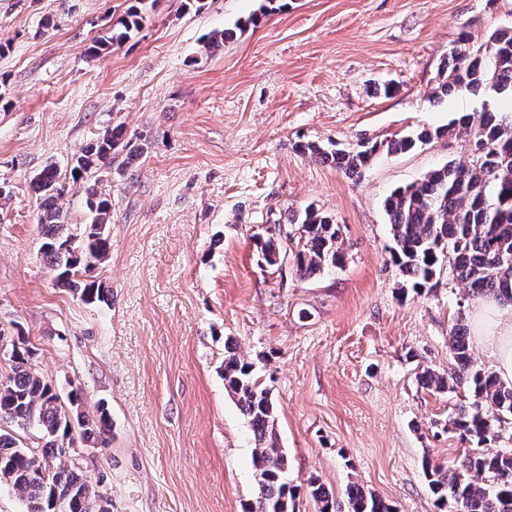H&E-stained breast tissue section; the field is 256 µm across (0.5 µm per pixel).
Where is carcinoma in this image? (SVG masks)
Segmentation results:
<instances>
[{"label": "carcinoma", "mask_w": 512, "mask_h": 512, "mask_svg": "<svg viewBox=\"0 0 512 512\" xmlns=\"http://www.w3.org/2000/svg\"><path fill=\"white\" fill-rule=\"evenodd\" d=\"M156 0H133L109 32L89 47L92 56L120 45L137 32L148 6ZM232 30L210 34L203 53H213L234 38ZM467 89L488 93V106L478 115H463L445 126H423L386 142L392 153L407 152L433 140L468 137V153L431 171L421 180L398 187L385 199L384 209L393 246L390 258L421 295L431 287L443 264L474 298L512 304V119L495 107L512 104V33L497 31L474 45L463 38L438 68L432 98L438 102ZM151 144L143 134L126 135L121 125L108 129L80 148L69 179L84 189L88 222L76 225L58 205L65 190L60 169L50 162L34 175L32 188L39 200L38 224L43 228L42 254L56 271L57 282L86 302L105 301L104 290L86 274L102 265L109 254L110 195L98 190L101 170L123 176ZM377 144L362 141L351 148L327 149L307 143L301 150L329 163L345 177L361 178ZM289 224L294 231L257 242L265 264H277L281 249L290 250L296 270L310 277L344 261L340 227L330 217L307 208ZM452 368L447 373L426 369L422 387L443 393L466 385L473 409L460 408L451 418L459 438L472 445L451 466L431 458L423 461L424 475L439 510L454 512H512V449H497L498 424L512 417V383L480 367L472 357L469 329L458 317L448 333ZM34 355L23 337L11 344L12 373L0 379V486L16 491L25 512H103L101 495L79 467L68 462L75 438L87 444L104 441L111 422L105 408L84 409L82 392L62 397L51 381L31 367ZM224 385L236 399L253 433V464L260 473L259 493L251 512H295L296 486L288 481V457L279 446L275 404L260 381L253 362L226 349ZM317 512H394L384 501L352 485L344 503L321 485H310Z\"/></svg>", "instance_id": "cac0c4a2"}]
</instances>
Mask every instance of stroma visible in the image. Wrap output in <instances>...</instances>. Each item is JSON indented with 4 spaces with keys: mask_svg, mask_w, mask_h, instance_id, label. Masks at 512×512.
Segmentation results:
<instances>
[{
    "mask_svg": "<svg viewBox=\"0 0 512 512\" xmlns=\"http://www.w3.org/2000/svg\"><path fill=\"white\" fill-rule=\"evenodd\" d=\"M259 5L157 0L93 58L127 0H0V335L24 336L60 393L107 407L108 441L74 459L112 512H248L254 441L224 388L229 346L272 392L296 512H315L313 482L340 502L355 484L439 512L422 461L459 457L449 418L473 397L417 377L448 370L454 318L483 302L446 268L424 295L406 290L383 202L467 140L382 144L480 111L481 92L433 102L438 66L462 37L512 31V0H289L249 24ZM224 29L234 39L202 55ZM119 124L152 145L130 176L103 177L111 247L94 279L108 300L89 304L43 257L31 180ZM364 140L380 149L357 182L299 149ZM309 206L340 225L344 264L267 266L255 237Z\"/></svg>",
    "mask_w": 512,
    "mask_h": 512,
    "instance_id": "35a3bbf8",
    "label": "stroma"
}]
</instances>
